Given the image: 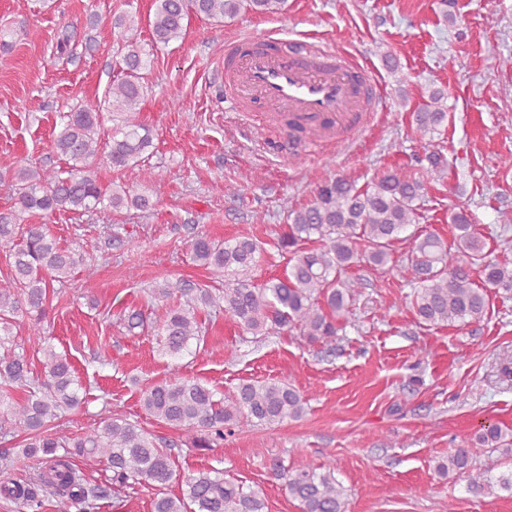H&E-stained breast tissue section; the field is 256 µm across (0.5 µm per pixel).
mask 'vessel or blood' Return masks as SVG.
Returning <instances> with one entry per match:
<instances>
[{
  "instance_id": "vessel-or-blood-1",
  "label": "vessel or blood",
  "mask_w": 512,
  "mask_h": 512,
  "mask_svg": "<svg viewBox=\"0 0 512 512\" xmlns=\"http://www.w3.org/2000/svg\"><path fill=\"white\" fill-rule=\"evenodd\" d=\"M224 88L236 107L259 106L291 146H318L353 130L381 96L371 72L347 54L273 35L246 36L224 52Z\"/></svg>"
}]
</instances>
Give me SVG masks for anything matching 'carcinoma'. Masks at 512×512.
Listing matches in <instances>:
<instances>
[{"label": "carcinoma", "mask_w": 512, "mask_h": 512, "mask_svg": "<svg viewBox=\"0 0 512 512\" xmlns=\"http://www.w3.org/2000/svg\"><path fill=\"white\" fill-rule=\"evenodd\" d=\"M285 0H152L147 20L152 45L180 40L190 15L224 21L245 9L259 15L279 14ZM142 19L124 12L112 20L120 36L119 65L123 76L109 85L103 104L63 113L53 149L68 161V169H46L28 159L0 173V190L13 205L0 210V247L8 249L10 276L0 282V432L21 438L18 456L37 458L41 470L29 482H0V497L16 503L21 512H39L43 498H58L61 512L77 508L90 512L100 497L74 467L75 458H93L112 472L118 489L150 485L156 490L153 512H265L260 491L224 477L215 467L184 476L181 494L167 486L177 477L178 464L160 440L135 423L108 417L100 429L71 435L53 425L67 410L83 403L82 384L67 355L52 346L39 349L42 371H32L26 351L10 339L19 319L43 324L49 315L53 283L63 284L84 261L46 224H28L26 217H49L56 212L102 216L124 208L146 211L152 196L115 180L103 184L93 164L99 159L113 170L142 162L153 145L149 126L138 119L146 86L143 71L150 51L140 40ZM448 95L436 90L413 113V132L431 167L441 168L434 135L448 122ZM112 132H105V122ZM425 186L421 178L391 169L359 187L343 175L324 181L313 200L288 210L287 231L278 246L291 253L288 270L262 286L252 283L261 247L248 235L222 242L201 234L190 243L193 262L224 279V287L167 280L150 292V300L179 296L184 302L156 320L161 351L177 357L191 343L201 344L206 331L200 319L205 309L224 313L254 336L297 332L310 342H328L344 328L353 283V267L385 270L394 263V247L402 233L418 223ZM450 223L452 241L430 232L410 238V305L417 318L433 328L481 321L488 309V289L512 292V267L488 259L487 238L468 214L456 212ZM478 270L474 279L472 270ZM24 393L18 401L14 392ZM144 409L158 421L186 432L185 445L209 450L224 442V434L246 428L278 425L305 412V398L283 381L242 382L229 395L197 380L159 382L142 393ZM492 448L512 446V428L496 424L478 434ZM447 477L473 476V462L458 448L435 466ZM289 497L302 512H345V489L329 464L285 469L280 473Z\"/></svg>", "instance_id": "obj_1"}]
</instances>
